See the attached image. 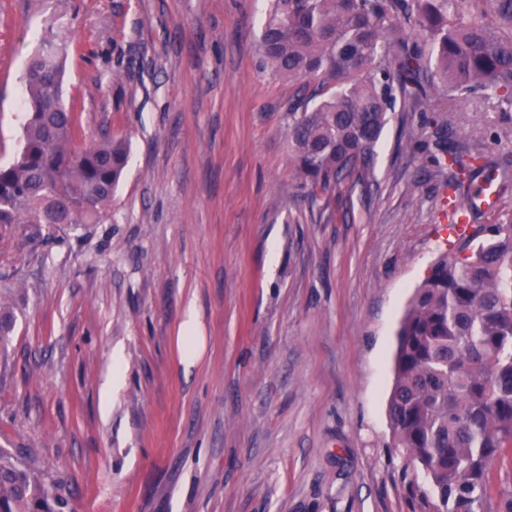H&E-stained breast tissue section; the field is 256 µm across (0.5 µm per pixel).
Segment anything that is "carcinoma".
<instances>
[{"label": "carcinoma", "instance_id": "cac0c4a2", "mask_svg": "<svg viewBox=\"0 0 512 512\" xmlns=\"http://www.w3.org/2000/svg\"><path fill=\"white\" fill-rule=\"evenodd\" d=\"M77 49L48 31L25 64L20 149L0 166V224H98L128 159L125 139L85 142L63 100L64 63ZM262 68L302 80L288 108L295 178L314 199L346 180L368 185L395 108L416 112L438 84L512 107V0H270ZM435 163L459 196L480 174L512 166L448 149L445 112L432 120ZM421 133L402 125L413 152ZM440 253L398 331L388 399L393 447L427 480L428 512H491L490 465L512 450V217L473 224ZM39 477L0 452V512H60Z\"/></svg>", "mask_w": 512, "mask_h": 512}]
</instances>
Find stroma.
I'll return each mask as SVG.
<instances>
[{"label": "stroma", "mask_w": 512, "mask_h": 512, "mask_svg": "<svg viewBox=\"0 0 512 512\" xmlns=\"http://www.w3.org/2000/svg\"><path fill=\"white\" fill-rule=\"evenodd\" d=\"M267 0H0V163L46 30L87 138L130 155L99 224H0V450L63 512H422L392 446L399 321L448 248L444 174L398 148L321 213L295 179L298 85L260 69ZM451 149L512 160V112L441 90ZM194 304L206 350L183 372ZM121 387L101 390L112 368Z\"/></svg>", "instance_id": "35a3bbf8"}]
</instances>
